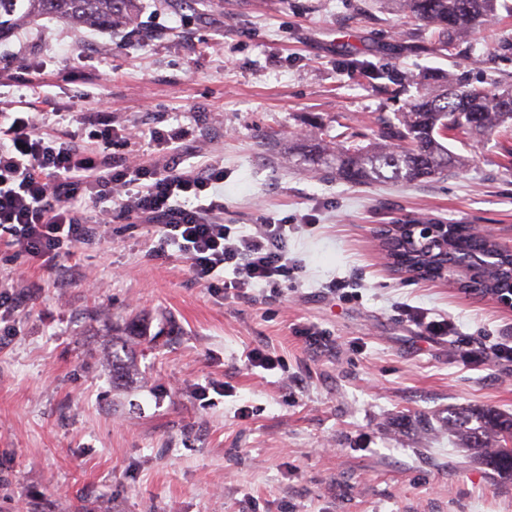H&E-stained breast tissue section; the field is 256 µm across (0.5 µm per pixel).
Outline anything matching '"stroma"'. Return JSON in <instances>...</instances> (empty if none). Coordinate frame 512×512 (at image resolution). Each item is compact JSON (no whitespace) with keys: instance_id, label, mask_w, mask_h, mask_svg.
<instances>
[{"instance_id":"obj_1","label":"stroma","mask_w":512,"mask_h":512,"mask_svg":"<svg viewBox=\"0 0 512 512\" xmlns=\"http://www.w3.org/2000/svg\"><path fill=\"white\" fill-rule=\"evenodd\" d=\"M137 29L39 18L0 41V105L19 70L63 118L50 135L90 141L112 121V157L165 164L156 131L183 127L186 164H224V221L298 225L302 270L247 299L197 283L177 249L148 256L145 224H109L52 267L0 259L25 301L0 334V512H512V480L469 460L440 427L449 409L512 416V363L465 351L512 336V307L442 280L395 274L383 224H467L512 244V134L450 141L469 165L414 184L354 186L288 161L316 132L367 143L423 83L512 84V0L453 56L411 52L431 32L377 0H136ZM368 60L395 93L351 71ZM446 317L429 336L408 311ZM147 322L140 377L112 388L102 359ZM330 338L309 348L302 328ZM259 349L275 365L251 366ZM433 434H419L418 420Z\"/></svg>"}]
</instances>
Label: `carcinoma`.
Returning <instances> with one entry per match:
<instances>
[{
	"instance_id": "1",
	"label": "carcinoma",
	"mask_w": 512,
	"mask_h": 512,
	"mask_svg": "<svg viewBox=\"0 0 512 512\" xmlns=\"http://www.w3.org/2000/svg\"><path fill=\"white\" fill-rule=\"evenodd\" d=\"M409 17L431 29L439 49L451 51L457 38L484 24L492 16L495 0H402ZM66 19L78 29L133 27L138 24L135 0H0V40L11 30L40 16ZM351 66L370 79H386L395 85L397 75L384 72L367 60H353ZM512 127V87L487 88L442 83L413 99L394 118L380 119L371 142L338 145L328 149L317 136L295 139L288 151L303 156L353 185L374 182L413 183L450 171H461L468 160L453 152L444 139H489ZM396 231H378L379 246L392 268L432 279L442 278L441 270L457 274L461 288L484 296L512 291V257L499 251L491 238L476 236L465 224L454 225L448 238V259L437 258L442 245H409L392 249ZM147 335V324L133 322L127 339L112 342V387L124 385L138 371L130 343ZM460 448L475 451L474 459L504 477L512 478V417L491 409L471 406L448 412L444 423Z\"/></svg>"
}]
</instances>
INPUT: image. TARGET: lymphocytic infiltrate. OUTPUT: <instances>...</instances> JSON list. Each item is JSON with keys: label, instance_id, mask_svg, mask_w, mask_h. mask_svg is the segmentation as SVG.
Segmentation results:
<instances>
[{"label": "lymphocytic infiltrate", "instance_id": "lymphocytic-infiltrate-1", "mask_svg": "<svg viewBox=\"0 0 512 512\" xmlns=\"http://www.w3.org/2000/svg\"><path fill=\"white\" fill-rule=\"evenodd\" d=\"M53 108L28 106L0 113V230L9 234L12 256L53 262L60 253L99 235L81 200L109 208L113 218L148 224L155 240L149 257L162 260L177 248L190 262L194 279L212 285L224 270L233 276L225 289L248 297L255 286L278 293L287 289L300 266L288 256L291 224L260 217L253 233L224 222V166L205 162L183 166L186 132L171 129L172 148L164 166L118 168L98 156L112 143V126L102 123L98 145L59 140L38 132Z\"/></svg>", "mask_w": 512, "mask_h": 512}]
</instances>
